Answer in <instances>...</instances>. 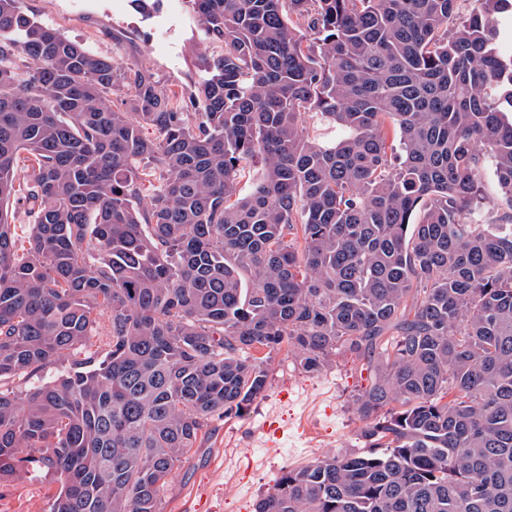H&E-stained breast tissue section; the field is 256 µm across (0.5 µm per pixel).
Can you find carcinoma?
I'll use <instances>...</instances> for the list:
<instances>
[{
    "label": "carcinoma",
    "mask_w": 512,
    "mask_h": 512,
    "mask_svg": "<svg viewBox=\"0 0 512 512\" xmlns=\"http://www.w3.org/2000/svg\"><path fill=\"white\" fill-rule=\"evenodd\" d=\"M188 2L178 97L0 0V485L163 512L286 342L364 362L368 451L255 512H512V0Z\"/></svg>",
    "instance_id": "obj_1"
}]
</instances>
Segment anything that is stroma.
<instances>
[{
    "label": "stroma",
    "instance_id": "stroma-1",
    "mask_svg": "<svg viewBox=\"0 0 512 512\" xmlns=\"http://www.w3.org/2000/svg\"><path fill=\"white\" fill-rule=\"evenodd\" d=\"M28 14L119 64L150 70L166 88L189 94L199 81L198 17L187 0H160L148 13L130 0H25ZM369 373L336 355L305 372L289 346L275 354L267 390L241 417L213 422L171 472L163 512H254L286 471L315 458L364 451L353 395Z\"/></svg>",
    "mask_w": 512,
    "mask_h": 512
}]
</instances>
